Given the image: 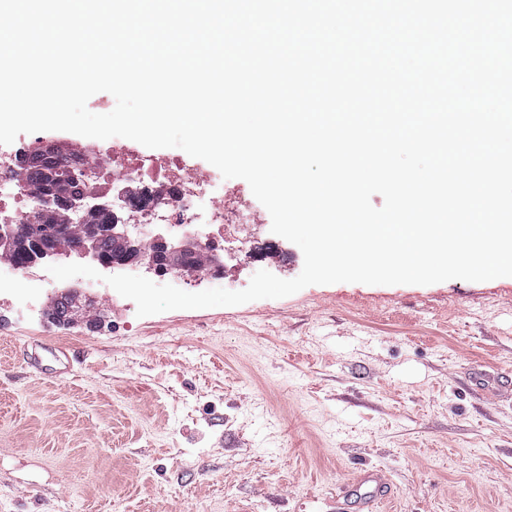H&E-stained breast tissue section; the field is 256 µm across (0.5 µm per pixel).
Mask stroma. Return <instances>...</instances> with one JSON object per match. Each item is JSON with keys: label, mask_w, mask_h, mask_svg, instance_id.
Listing matches in <instances>:
<instances>
[{"label": "stroma", "mask_w": 512, "mask_h": 512, "mask_svg": "<svg viewBox=\"0 0 512 512\" xmlns=\"http://www.w3.org/2000/svg\"><path fill=\"white\" fill-rule=\"evenodd\" d=\"M259 267L303 254L265 232ZM0 299V512H346L338 484L381 469L376 512H512V277L310 285L280 299L48 319L59 291ZM73 348L52 378L22 353Z\"/></svg>", "instance_id": "stroma-1"}]
</instances>
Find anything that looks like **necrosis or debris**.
Returning <instances> with one entry per match:
<instances>
[{
    "label": "necrosis or debris",
    "mask_w": 512,
    "mask_h": 512,
    "mask_svg": "<svg viewBox=\"0 0 512 512\" xmlns=\"http://www.w3.org/2000/svg\"><path fill=\"white\" fill-rule=\"evenodd\" d=\"M33 145L22 141L0 151V230L34 223L43 211L39 190L21 173ZM77 191L111 202L123 223L149 242L156 225L176 233L197 234L209 228L210 248L223 249L226 235L250 245L262 221L252 207L212 171L185 169L180 155H147L127 143L93 145L82 158Z\"/></svg>",
    "instance_id": "obj_1"
}]
</instances>
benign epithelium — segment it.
I'll return each mask as SVG.
<instances>
[{
    "label": "benign epithelium",
    "mask_w": 512,
    "mask_h": 512,
    "mask_svg": "<svg viewBox=\"0 0 512 512\" xmlns=\"http://www.w3.org/2000/svg\"><path fill=\"white\" fill-rule=\"evenodd\" d=\"M43 203L46 208L62 218L69 220L79 211H97L107 208L105 204H90L81 194H72L66 197L57 196L51 192L43 194ZM110 237L116 243L112 251V258L104 259L98 251L101 239ZM69 225L61 226L59 232L52 239L44 238V232L40 231L33 237L24 241V245H30L35 251L33 258L69 256L76 252L83 256H89L96 260L105 269H120L125 266L142 269L147 272H158L166 269V259L172 255L183 254L194 250L201 245L196 236H186L177 242L168 240L162 234L154 235L153 248L149 252L141 250V242L129 234L128 225L118 223V220H107L103 223L83 224L79 226L78 249L70 247ZM71 300L72 316L75 319H90L96 316L93 300L83 295V290L78 286L66 289Z\"/></svg>",
    "instance_id": "obj_1"
}]
</instances>
